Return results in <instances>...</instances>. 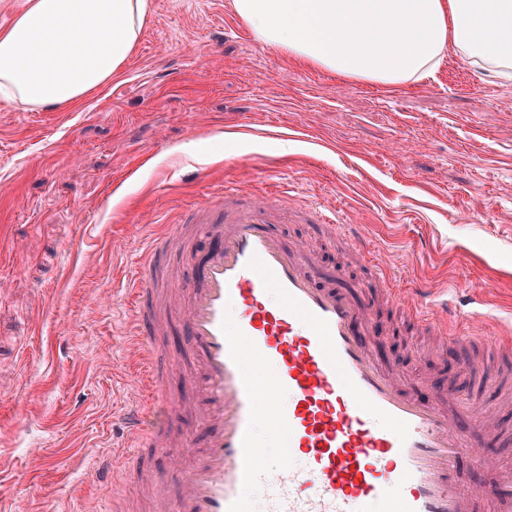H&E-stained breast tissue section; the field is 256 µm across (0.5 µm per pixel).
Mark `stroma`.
<instances>
[{"label": "stroma", "mask_w": 512, "mask_h": 512, "mask_svg": "<svg viewBox=\"0 0 512 512\" xmlns=\"http://www.w3.org/2000/svg\"><path fill=\"white\" fill-rule=\"evenodd\" d=\"M122 73L79 107L0 100V512H164L132 482L124 412L141 386L132 280L142 244L228 187L346 219L347 241L276 225L342 282L366 281L385 367L477 399L486 477L512 471V354L479 384L483 346L403 318L442 290L512 344V80L455 56L396 88L289 65L231 0H148ZM379 265L394 292L371 287ZM111 461L112 480L96 477Z\"/></svg>", "instance_id": "1"}]
</instances>
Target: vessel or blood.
Masks as SVG:
<instances>
[{
    "mask_svg": "<svg viewBox=\"0 0 512 512\" xmlns=\"http://www.w3.org/2000/svg\"><path fill=\"white\" fill-rule=\"evenodd\" d=\"M211 236L205 261L179 289L187 380L201 413L177 448L166 443L180 414L168 409L172 364L155 340L154 288L164 236L199 224ZM282 213L235 190L223 206L201 197L184 221L148 238L142 276L132 283L137 339L147 355L148 396L128 417L134 452L188 455L174 479L173 512H512V475L489 492L466 490L460 465L484 463L480 434L399 387L367 346L377 322L367 303L342 287H322L314 259L273 232ZM410 316L455 345L466 328L448 329L429 307ZM288 436L270 455L259 429ZM204 453H196V445Z\"/></svg>",
    "mask_w": 512,
    "mask_h": 512,
    "instance_id": "b4317fda",
    "label": "vessel or blood"
}]
</instances>
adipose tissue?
I'll list each match as a JSON object with an SVG mask.
<instances>
[{"label": "adipose tissue", "instance_id": "ef3b65f1", "mask_svg": "<svg viewBox=\"0 0 512 512\" xmlns=\"http://www.w3.org/2000/svg\"><path fill=\"white\" fill-rule=\"evenodd\" d=\"M261 46L288 62L397 87L445 52L512 79V0H232ZM147 0H27L0 31V98L30 110L82 104L123 70Z\"/></svg>", "mask_w": 512, "mask_h": 512}]
</instances>
